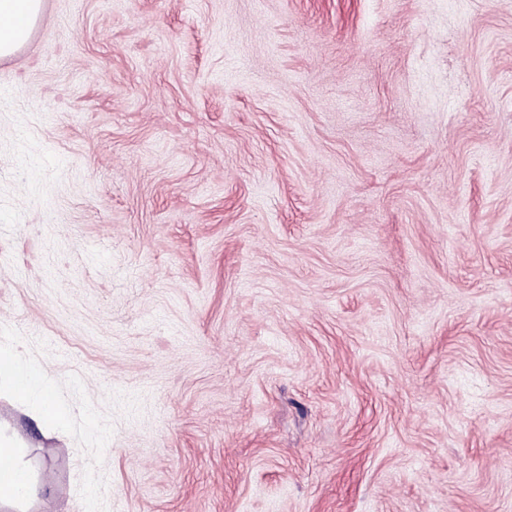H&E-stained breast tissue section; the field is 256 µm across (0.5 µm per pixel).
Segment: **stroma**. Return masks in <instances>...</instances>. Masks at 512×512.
I'll use <instances>...</instances> for the list:
<instances>
[{
  "label": "stroma",
  "mask_w": 512,
  "mask_h": 512,
  "mask_svg": "<svg viewBox=\"0 0 512 512\" xmlns=\"http://www.w3.org/2000/svg\"><path fill=\"white\" fill-rule=\"evenodd\" d=\"M17 339L29 512H512V0H43ZM1 389L12 392L39 424L52 428L68 425V415L52 400L54 383L45 369L12 344L0 347Z\"/></svg>",
  "instance_id": "obj_1"
}]
</instances>
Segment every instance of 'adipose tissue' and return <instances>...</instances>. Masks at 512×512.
Masks as SVG:
<instances>
[{
    "label": "adipose tissue",
    "instance_id": "1",
    "mask_svg": "<svg viewBox=\"0 0 512 512\" xmlns=\"http://www.w3.org/2000/svg\"><path fill=\"white\" fill-rule=\"evenodd\" d=\"M41 8V0H0V58L17 51L29 35ZM12 392L41 425L62 428L68 415L52 399L54 383L41 364L27 359L12 344L0 347V390ZM26 448L0 438V505L25 512L36 495L31 472L24 465Z\"/></svg>",
    "mask_w": 512,
    "mask_h": 512
}]
</instances>
